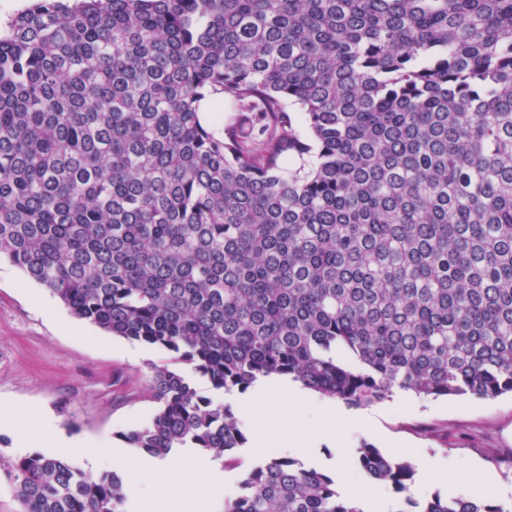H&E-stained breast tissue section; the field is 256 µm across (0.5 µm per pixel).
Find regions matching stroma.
I'll use <instances>...</instances> for the list:
<instances>
[{
    "label": "stroma",
    "mask_w": 512,
    "mask_h": 512,
    "mask_svg": "<svg viewBox=\"0 0 512 512\" xmlns=\"http://www.w3.org/2000/svg\"><path fill=\"white\" fill-rule=\"evenodd\" d=\"M163 353L112 335L70 314L45 288L0 261V403L51 415L72 438L114 435L144 423L155 402L144 390ZM376 446L417 470L415 497L450 496L424 462L500 479L512 504V396L424 398L395 390L369 406Z\"/></svg>",
    "instance_id": "stroma-1"
}]
</instances>
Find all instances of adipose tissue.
Instances as JSON below:
<instances>
[{
  "label": "adipose tissue",
  "instance_id": "1",
  "mask_svg": "<svg viewBox=\"0 0 512 512\" xmlns=\"http://www.w3.org/2000/svg\"><path fill=\"white\" fill-rule=\"evenodd\" d=\"M255 392V398L240 408L239 417L247 427L253 448L259 451L264 448L268 437L269 420L281 413L282 394L297 396L301 390L298 385L288 386L280 379L270 377L259 381ZM0 421L11 425L18 453L43 447L67 456L77 447L91 469H112L123 474L143 512H170L168 500L156 496L151 489L152 484L158 482L169 483L172 496L183 499L194 512H214L224 499L221 467L199 449L177 448L169 458L148 460L140 452L121 446L107 436L78 442L66 438L60 434L55 421L44 415L20 416L0 409ZM342 423L369 436L375 433L370 415L350 413L335 402L323 400L308 412L289 413L278 445L287 455L305 443L336 444L337 427Z\"/></svg>",
  "mask_w": 512,
  "mask_h": 512
}]
</instances>
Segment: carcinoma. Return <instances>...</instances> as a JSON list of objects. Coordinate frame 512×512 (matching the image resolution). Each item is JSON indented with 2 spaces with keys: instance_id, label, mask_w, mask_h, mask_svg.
<instances>
[{
  "instance_id": "carcinoma-1",
  "label": "carcinoma",
  "mask_w": 512,
  "mask_h": 512,
  "mask_svg": "<svg viewBox=\"0 0 512 512\" xmlns=\"http://www.w3.org/2000/svg\"><path fill=\"white\" fill-rule=\"evenodd\" d=\"M205 98L260 112L263 138L215 132ZM2 259L168 355L119 434L156 458L241 465L186 366L351 407L512 393V0H34L0 33ZM355 466L398 512H512L417 500L411 462L368 443ZM0 468L23 512H132L114 471ZM223 512L363 509L272 454Z\"/></svg>"
}]
</instances>
